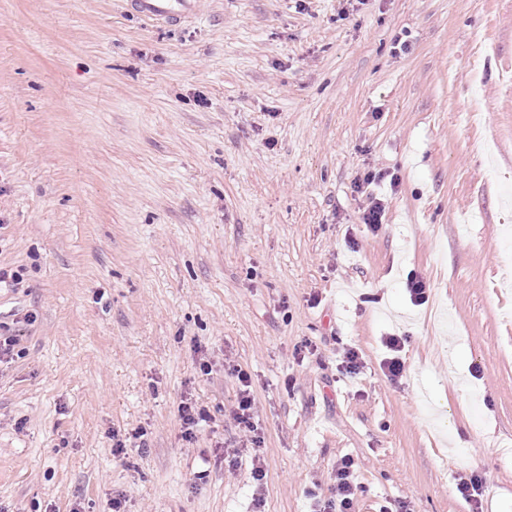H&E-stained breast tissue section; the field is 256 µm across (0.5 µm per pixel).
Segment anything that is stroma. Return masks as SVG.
Masks as SVG:
<instances>
[{
    "label": "stroma",
    "mask_w": 512,
    "mask_h": 512,
    "mask_svg": "<svg viewBox=\"0 0 512 512\" xmlns=\"http://www.w3.org/2000/svg\"><path fill=\"white\" fill-rule=\"evenodd\" d=\"M375 163L400 185L371 233L352 185ZM510 182L512 0H199L172 30L0 0V512H308L345 454L359 512H471L470 469L512 512ZM405 288L412 304L419 306L428 301L430 286L421 273L412 272L406 279ZM406 337L404 336H382L381 344L386 350V356L379 362V369L382 375L390 383H398L405 374V360L402 356ZM338 369L342 375H356L365 367L363 352L357 347H345L339 354ZM236 377L239 384L237 406L232 411V419L237 426L244 432L253 433L250 436L251 443L256 445L259 438L256 436L257 426L255 425V402L250 390V377L242 370L236 371ZM179 417L182 421L185 438L192 440L200 422L205 421V412L199 409L196 404L189 400H183L178 406ZM485 474H479L477 471L470 472L461 471L456 473L454 478L455 491L473 507L472 511L478 512L481 509V497L483 495L484 487L486 484Z\"/></svg>",
    "instance_id": "1"
}]
</instances>
